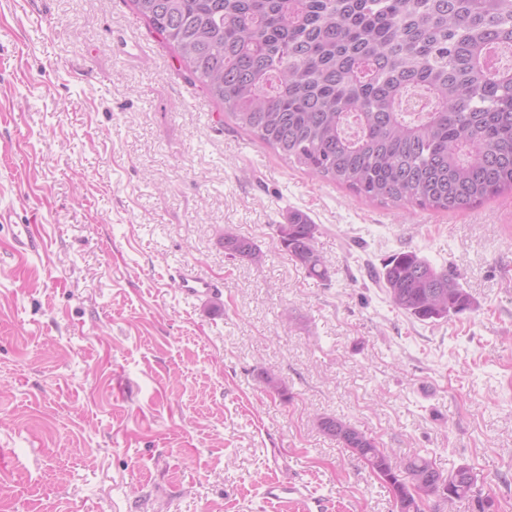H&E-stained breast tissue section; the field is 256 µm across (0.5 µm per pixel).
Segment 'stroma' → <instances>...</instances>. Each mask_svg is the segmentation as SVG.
Returning a JSON list of instances; mask_svg holds the SVG:
<instances>
[{
    "label": "stroma",
    "instance_id": "1",
    "mask_svg": "<svg viewBox=\"0 0 512 512\" xmlns=\"http://www.w3.org/2000/svg\"><path fill=\"white\" fill-rule=\"evenodd\" d=\"M0 206L44 237L21 263L0 227V512H269L272 479L397 512L320 416L469 467L512 512L511 192L368 201L237 128L131 0H0ZM292 210L329 280L281 250ZM227 230L264 261L229 258ZM407 250L472 309H395L368 270ZM178 261L222 295L181 300Z\"/></svg>",
    "mask_w": 512,
    "mask_h": 512
}]
</instances>
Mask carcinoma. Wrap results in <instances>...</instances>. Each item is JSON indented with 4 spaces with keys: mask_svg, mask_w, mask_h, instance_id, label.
<instances>
[{
    "mask_svg": "<svg viewBox=\"0 0 512 512\" xmlns=\"http://www.w3.org/2000/svg\"><path fill=\"white\" fill-rule=\"evenodd\" d=\"M193 78L235 124L313 177L370 200L457 210L512 191V0H132ZM283 251L310 278L318 225L299 211L277 226ZM229 255L261 253L221 235ZM370 277L393 306L421 320L471 308L458 276L414 251ZM270 393L288 399L277 376ZM317 425L351 449L393 491L398 512H422L447 477L422 455L392 456L371 435L332 416ZM448 500L474 496L476 476Z\"/></svg>",
    "mask_w": 512,
    "mask_h": 512,
    "instance_id": "1",
    "label": "carcinoma"
}]
</instances>
